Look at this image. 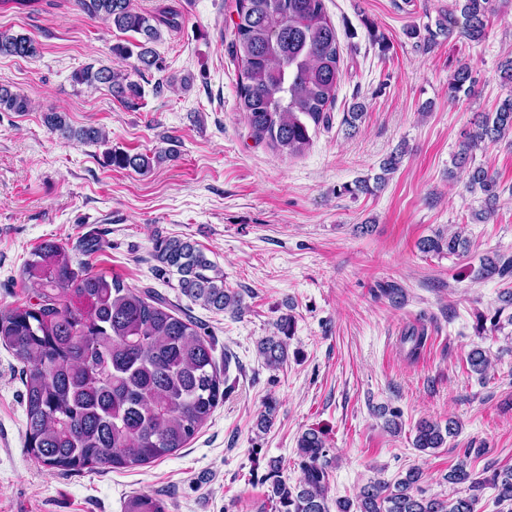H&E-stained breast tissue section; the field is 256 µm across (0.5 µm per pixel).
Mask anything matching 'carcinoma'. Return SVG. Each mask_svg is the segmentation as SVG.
Masks as SVG:
<instances>
[{"mask_svg":"<svg viewBox=\"0 0 512 512\" xmlns=\"http://www.w3.org/2000/svg\"><path fill=\"white\" fill-rule=\"evenodd\" d=\"M81 8L133 42L117 43L112 52L136 56L142 69L162 70L151 47L160 25L174 26V15L155 16L132 7L131 0H77ZM464 18V34L473 42L486 38L494 0H455ZM231 55L238 67V108L258 143L290 156L312 144L311 132L329 123L340 82L341 54L336 28L324 0H235ZM39 42L28 35L0 30V56L34 57ZM77 84H106L126 104L142 96L139 83L107 66L90 65L73 74ZM475 82L469 65L459 66L448 83V94L471 91ZM0 110L26 112L29 100L0 85ZM46 123L53 132L83 142H99L97 128L74 131L58 112ZM512 136V96L494 112H482L465 133L454 165L467 167L481 143ZM111 166L148 172L146 155L112 152ZM468 187L484 195V207L474 214L485 221L499 201L497 178L482 166L468 167ZM460 234L436 232L419 242L424 254H457L468 250ZM156 268L162 276L178 274L181 292L217 311L241 312V296L224 287V271L189 241L158 237ZM512 276V258L498 264L486 259L477 276ZM24 288L35 302L0 311V343L25 364L22 371L26 411V451L49 469L81 471L97 466L124 469L153 463L185 447L231 392L229 377L221 376L212 342L190 317L172 308L155 291L127 286L118 278L74 267L67 248L43 242L24 266ZM292 319H284V337L266 336L258 343L266 365L278 369L287 361ZM278 404L269 397L257 427L267 432ZM457 424L421 421L413 447L422 452L441 448ZM302 477L294 484L268 476V500L275 512H331L328 500L329 461L323 432L309 428L298 440ZM449 471L450 484H469L473 494L454 500L426 495L421 472L407 471L394 485L371 481L361 487L356 503L336 500V512H476L475 492L484 485L496 491L499 506L512 507V469L493 470L477 479L468 467L472 452ZM124 512H166L163 499L147 493L130 496Z\"/></svg>","mask_w":512,"mask_h":512,"instance_id":"1","label":"carcinoma"}]
</instances>
